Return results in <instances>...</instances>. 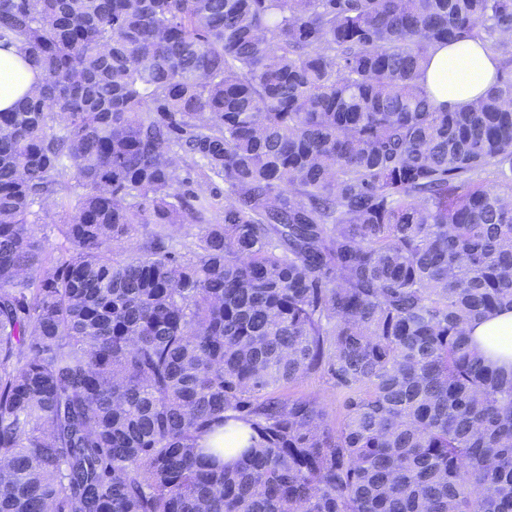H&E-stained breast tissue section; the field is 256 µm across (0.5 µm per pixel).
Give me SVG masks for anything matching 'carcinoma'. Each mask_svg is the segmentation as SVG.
Instances as JSON below:
<instances>
[{
  "label": "carcinoma",
  "mask_w": 512,
  "mask_h": 512,
  "mask_svg": "<svg viewBox=\"0 0 512 512\" xmlns=\"http://www.w3.org/2000/svg\"><path fill=\"white\" fill-rule=\"evenodd\" d=\"M509 33L512 0H0L42 72L0 112V512H512V367L468 330L512 308V71L464 110L421 81ZM316 375L341 421L275 395ZM201 184L202 186L199 187L196 182H194L191 188L199 193L202 192L203 195L216 204L217 209L212 210L209 213V218L211 219L212 224H216V220L220 218V215H222L221 212L225 202L224 182L214 179L208 183L201 182ZM67 201L68 197L63 199L64 205H49L47 206L48 214L49 216L54 220L55 223H39L36 224V235L38 238L42 239L45 246L46 251L48 253L52 252V255L56 253V247L60 245V243L63 241V238L61 237L58 227L63 224L61 220H63L64 214L67 209ZM63 206V207H62ZM189 224H139L136 232L125 244L126 248L115 255L118 261L126 259L128 256L138 252L147 246L154 238L156 233H161L166 237V242L175 252L184 253L187 247L194 242V230L188 227Z\"/></svg>",
  "instance_id": "obj_1"
}]
</instances>
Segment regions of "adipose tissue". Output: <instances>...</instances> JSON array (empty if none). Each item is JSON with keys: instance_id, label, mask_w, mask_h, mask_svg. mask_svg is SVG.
<instances>
[{"instance_id": "obj_1", "label": "adipose tissue", "mask_w": 512, "mask_h": 512, "mask_svg": "<svg viewBox=\"0 0 512 512\" xmlns=\"http://www.w3.org/2000/svg\"><path fill=\"white\" fill-rule=\"evenodd\" d=\"M497 69L495 54L466 39L431 49L423 80L433 104L464 109L486 93ZM38 81V69L16 47H0V112L14 109ZM470 336L486 358L512 363V310L472 324Z\"/></svg>"}]
</instances>
